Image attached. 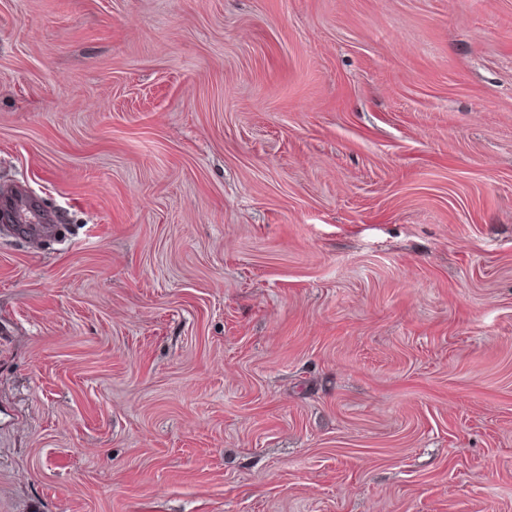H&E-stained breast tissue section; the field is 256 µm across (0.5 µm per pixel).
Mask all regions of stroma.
<instances>
[{"instance_id": "35a3bbf8", "label": "stroma", "mask_w": 512, "mask_h": 512, "mask_svg": "<svg viewBox=\"0 0 512 512\" xmlns=\"http://www.w3.org/2000/svg\"><path fill=\"white\" fill-rule=\"evenodd\" d=\"M0 512H512V0H0ZM0 219L3 224H11V226L4 225V231L33 241H39L42 237L51 235L57 228L56 224H14L18 223V221L11 212L10 216L3 219L0 216Z\"/></svg>"}]
</instances>
